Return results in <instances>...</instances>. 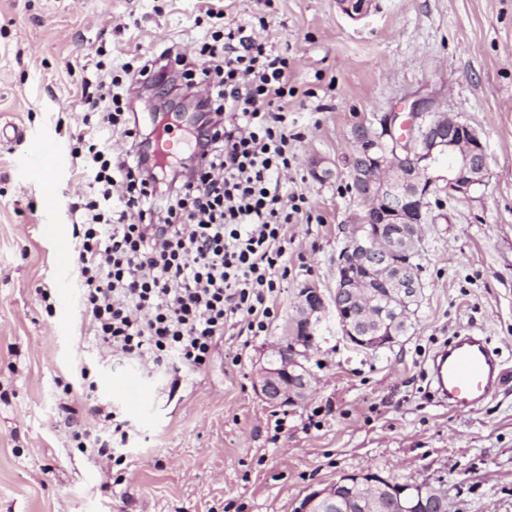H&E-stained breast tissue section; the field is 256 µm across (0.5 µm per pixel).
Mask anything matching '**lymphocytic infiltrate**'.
Listing matches in <instances>:
<instances>
[{
	"label": "lymphocytic infiltrate",
	"instance_id": "f902f5d3",
	"mask_svg": "<svg viewBox=\"0 0 512 512\" xmlns=\"http://www.w3.org/2000/svg\"><path fill=\"white\" fill-rule=\"evenodd\" d=\"M204 15L208 67L170 46L137 65L97 62L71 150L87 188L72 205L82 306L99 347L147 369L206 366L234 320L265 333L285 278L288 227L307 212L304 193L280 194L298 139L288 127L296 89L287 48L268 47L223 8L207 5ZM170 59L207 86L206 109L220 115L197 129L194 174L178 185L140 151V128L128 126L122 106L124 75ZM120 123L134 149L116 157L106 135Z\"/></svg>",
	"mask_w": 512,
	"mask_h": 512
}]
</instances>
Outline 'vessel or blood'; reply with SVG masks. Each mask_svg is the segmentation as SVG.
I'll return each mask as SVG.
<instances>
[{
  "label": "vessel or blood",
  "instance_id": "vessel-or-blood-1",
  "mask_svg": "<svg viewBox=\"0 0 512 512\" xmlns=\"http://www.w3.org/2000/svg\"><path fill=\"white\" fill-rule=\"evenodd\" d=\"M12 138L26 145L23 163L27 175L42 171L44 160L57 154L55 144L29 136L21 128H13ZM501 376V364L485 341L472 336L459 338L433 365L437 394L455 407L480 404L494 392Z\"/></svg>",
  "mask_w": 512,
  "mask_h": 512
}]
</instances>
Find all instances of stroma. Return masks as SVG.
I'll list each match as a JSON object with an SVG mask.
<instances>
[{"instance_id":"1","label":"stroma","mask_w":512,"mask_h":512,"mask_svg":"<svg viewBox=\"0 0 512 512\" xmlns=\"http://www.w3.org/2000/svg\"><path fill=\"white\" fill-rule=\"evenodd\" d=\"M223 5L245 25L265 16L261 38L288 48L299 177L281 178L280 190L303 192L311 217L288 227V276L267 332L227 325L210 362L181 370L174 389L171 371L98 350L78 284L62 302L41 197L55 188V223L78 246L70 204L85 178L71 136L98 49L119 60L165 43L198 59L201 2L0 0V125L60 147L38 180L20 164L24 144L0 141V512H297L310 489L362 470L444 486L448 512H512V0H374L358 21L335 0ZM416 100L424 115L473 128L487 165L468 195L428 208L409 333L366 351L328 318L306 361L307 400L267 404L255 372L285 336L301 285L332 290L360 211L345 175L317 181L311 162L343 163L357 125H379ZM471 333L498 356L503 381L474 410L457 411L430 395L428 369L445 343ZM132 374L147 396L138 413L110 389ZM93 402L114 405L127 424L114 449L121 463L93 451L112 436L111 423L89 413ZM276 412L288 416L280 433Z\"/></svg>"}]
</instances>
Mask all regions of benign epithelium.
Listing matches in <instances>:
<instances>
[{
	"label": "benign epithelium",
	"instance_id": "obj_1",
	"mask_svg": "<svg viewBox=\"0 0 512 512\" xmlns=\"http://www.w3.org/2000/svg\"><path fill=\"white\" fill-rule=\"evenodd\" d=\"M371 0H337L347 17L358 20ZM486 168L483 143L475 131L443 112L413 125L392 112L381 131L364 123L353 131V153L346 162L347 188L363 208L336 269L333 299L343 335L363 349L390 346L386 333L360 336L356 322L385 327L408 315V303L419 297L421 283L408 267L416 252L419 225L429 196L467 195ZM395 224L399 234L386 233ZM326 298L315 284L304 285L286 337L255 376L254 384L270 404H297L308 396L311 379L303 359L311 347ZM384 483L373 473L345 474L302 500L298 512H377ZM421 494L434 512H448V492L430 483H404L399 494Z\"/></svg>",
	"mask_w": 512,
	"mask_h": 512
}]
</instances>
